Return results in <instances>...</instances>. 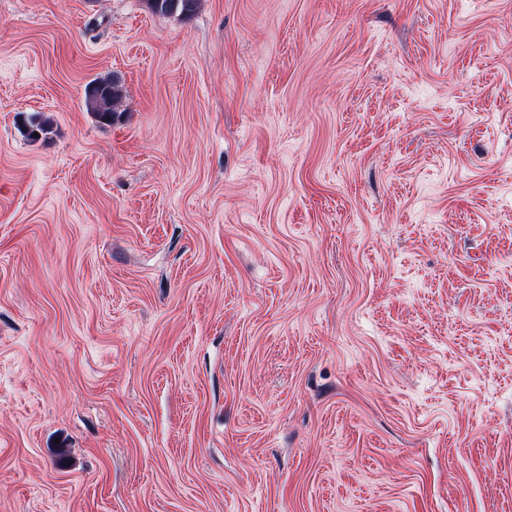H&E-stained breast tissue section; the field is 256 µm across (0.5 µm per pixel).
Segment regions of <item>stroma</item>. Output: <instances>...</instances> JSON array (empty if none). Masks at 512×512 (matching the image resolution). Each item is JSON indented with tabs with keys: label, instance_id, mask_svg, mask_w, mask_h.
Returning <instances> with one entry per match:
<instances>
[{
	"label": "stroma",
	"instance_id": "obj_1",
	"mask_svg": "<svg viewBox=\"0 0 512 512\" xmlns=\"http://www.w3.org/2000/svg\"><path fill=\"white\" fill-rule=\"evenodd\" d=\"M0 512H512V0H0ZM199 0H147L149 8L154 13L168 14L179 11L182 15H189L197 8ZM122 96V88L115 79H96L86 90V99L101 121L109 122L115 112L114 108Z\"/></svg>",
	"mask_w": 512,
	"mask_h": 512
}]
</instances>
